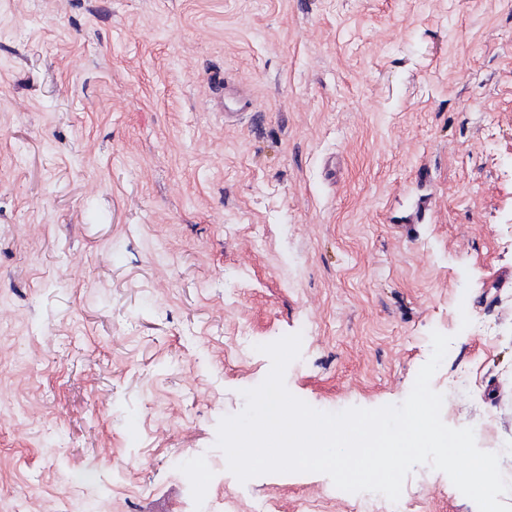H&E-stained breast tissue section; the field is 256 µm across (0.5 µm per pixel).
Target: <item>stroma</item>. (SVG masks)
Segmentation results:
<instances>
[{
  "mask_svg": "<svg viewBox=\"0 0 512 512\" xmlns=\"http://www.w3.org/2000/svg\"><path fill=\"white\" fill-rule=\"evenodd\" d=\"M435 331L442 421L512 477V0H0V512H198L199 459L215 512H361L240 483L218 425L257 345L305 333L285 385L339 412Z\"/></svg>",
  "mask_w": 512,
  "mask_h": 512,
  "instance_id": "stroma-1",
  "label": "stroma"
}]
</instances>
